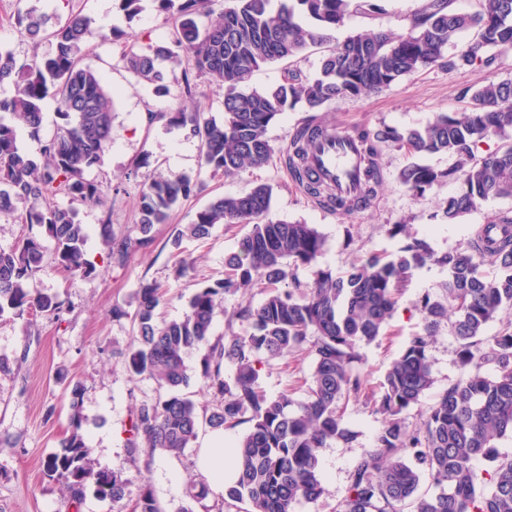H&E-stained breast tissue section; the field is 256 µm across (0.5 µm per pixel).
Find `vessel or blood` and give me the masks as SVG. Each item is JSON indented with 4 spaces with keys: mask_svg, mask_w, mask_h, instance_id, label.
Masks as SVG:
<instances>
[{
    "mask_svg": "<svg viewBox=\"0 0 512 512\" xmlns=\"http://www.w3.org/2000/svg\"><path fill=\"white\" fill-rule=\"evenodd\" d=\"M309 166L314 177L331 185L336 195L350 196L356 192V181L365 163L355 144L340 133L317 144Z\"/></svg>",
    "mask_w": 512,
    "mask_h": 512,
    "instance_id": "1",
    "label": "vessel or blood"
}]
</instances>
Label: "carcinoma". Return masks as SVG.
Returning <instances> with one entry per match:
<instances>
[{
  "mask_svg": "<svg viewBox=\"0 0 512 512\" xmlns=\"http://www.w3.org/2000/svg\"><path fill=\"white\" fill-rule=\"evenodd\" d=\"M170 20V37L145 48L130 47L121 60L141 82L163 88L168 74L192 62L199 74L224 89V120L205 119L199 112L167 113L169 124L184 128L201 146V168L234 177L265 165L273 147L268 131L283 112L298 104L311 112L288 143L282 159L292 182L327 208L352 213L369 204L379 186L377 144L391 143L414 155L448 153L459 165L438 170L418 162L405 166L399 180L423 193L442 182H460L442 219L452 224L490 197L512 196V143L477 159L472 144L490 134L512 129V82L491 81L479 87L470 104L454 114H440L416 129L383 126L355 133L370 159L362 176L360 200L333 196L309 176L308 157L324 126L316 112L338 97H360L380 91L397 79L440 63L453 70L465 66L490 69L498 51L512 48V0H478V10L463 12L454 0H423L409 27L400 32L357 33L327 50L313 79L286 67L274 89L244 88L253 71L273 62H290L311 47L330 41L331 32L352 13L380 14L379 0H230L213 19L209 0H154ZM314 21L303 28L298 14ZM34 10L17 18L24 35L37 44L50 39L55 51L17 65L13 53L0 45V86L13 91L0 97V215H13L18 205L41 201L21 215L26 224L45 227L53 243L26 236L10 250H0V315L6 311L26 318L41 314L60 317L58 296L34 291L30 282L47 268L73 273L87 270L83 247L85 225L72 208L54 199L101 198V186L86 177L112 142V94L102 74L82 64L92 36L112 35L93 27L90 17L73 12L63 24ZM471 37L461 51L445 55L462 33ZM57 103L61 123L35 159L17 144V125L38 136L42 104ZM195 187L189 174L161 176L139 195V237L117 239L112 224L101 225L102 244L118 257L153 242L157 224L170 222L181 200ZM272 187L258 184L235 196H219L183 226L174 240H205L218 224H247L250 229L225 260L224 279L199 288L189 311L179 320L160 323V285L142 283L135 293L136 339L126 369L147 375L167 393L142 402L130 424L127 449L131 456L155 451L177 455L197 437L200 417L196 403L180 393L188 385L186 357L200 345L204 385L220 404L206 423L213 429L249 424L236 444L238 474L226 487L227 498L247 503L246 512H295L297 505L316 501L323 493L320 450L331 443L347 445L355 437L344 421V405L369 401L363 375L355 367L356 347L378 340L393 315L397 295L414 272L428 264L446 270L443 296L423 295L417 303L423 327L407 342L387 370L374 401L382 416L373 446L358 457L350 471L349 495L339 512H512V457L497 450V441L512 433V331L483 337L505 304L512 305V214L501 212L481 225L458 249L437 253L424 239L412 238L389 259L370 253L342 276L317 266L324 239L302 222L266 219ZM312 269L303 285L300 268ZM260 286L267 294L258 307L239 305L232 318L247 323L242 334L209 343L217 300L227 293L245 294ZM459 343L458 381L420 411L410 427L405 413L421 403L433 386L428 351L441 327ZM308 350L314 370L304 382V398L284 392L269 398L257 388L263 365ZM233 365L232 379L224 367ZM83 388L71 390L72 431L43 461L44 475L69 493L79 510L87 491L110 503L124 496L125 480L97 469L92 448L81 434L79 402ZM489 468L479 473L474 461ZM434 491L418 494L421 471ZM133 512H162L150 486H145Z\"/></svg>",
  "mask_w": 512,
  "mask_h": 512,
  "instance_id": "obj_1",
  "label": "carcinoma"
}]
</instances>
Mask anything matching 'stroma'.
I'll list each match as a JSON object with an SVG mask.
<instances>
[{
	"instance_id": "obj_1",
	"label": "stroma",
	"mask_w": 512,
	"mask_h": 512,
	"mask_svg": "<svg viewBox=\"0 0 512 512\" xmlns=\"http://www.w3.org/2000/svg\"><path fill=\"white\" fill-rule=\"evenodd\" d=\"M421 0H384V14L367 18L351 15L344 27L334 32L343 41L356 32L398 31L408 28ZM100 0H0V45L8 47L17 62L53 52L52 42L31 43L16 24L18 15L29 10L53 13L56 22H65L71 10L89 17L98 14ZM113 26L119 36L112 41L91 39L84 62L101 70L114 93L112 143L100 164L87 177L101 184V201H76L60 197L58 206H70L89 230L84 246L92 273L64 274L47 271L33 281V288L58 295L70 309L61 320L42 319L35 330L25 328L24 320L12 313L0 315V355L10 360V369L0 372V512H132L144 486H151L162 512H179L188 505L186 485L196 477V458L204 448L211 428L200 423L197 437L177 456L178 475L169 478L163 468L167 453L153 457H132L126 439L133 412L142 402L158 394L154 380L130 376L125 359L134 342L136 328L135 292L143 282L163 287L157 309L159 320L184 316L198 287L223 278L224 261L236 248L243 226L216 225L211 236L199 242L183 240L173 245L176 227L192 223L197 212L219 195H236L253 184L272 187L268 213L272 221H302L314 225L325 239L319 259L322 268L341 274L368 253L397 256L407 236L426 239L431 248L444 252L464 246L469 230L490 223L501 212L512 211V197H492L479 202L457 223L436 220L450 195L460 186L441 183L416 194L399 182L400 170L410 155L394 145L379 148L382 183L370 206L362 211L342 214L318 205L294 185L279 159L248 170L234 178L212 175L202 170L197 139L182 128L170 125L163 113L181 108L201 112L206 118L222 120L224 92L196 71L187 76H170L166 89L156 92L141 83L121 62L127 44L144 47L166 39L170 24L165 13L157 11L153 0H141L142 9L127 13L119 0L110 2ZM489 81L512 82V49L500 51L493 70L464 67L455 70L430 65L414 75L398 79L389 87L360 98L339 97L321 111L323 122L344 128H377L391 125L401 129L424 126L441 113L462 110L469 95ZM187 173L197 179L190 197L183 200L166 224L155 225L154 241L146 248L125 257L109 254L99 237V227L111 222L116 237H137L138 196L145 184L158 175ZM403 224L406 234L390 236L392 225ZM193 261L188 277L175 276L179 259ZM448 275L435 266L417 270L401 292L398 308L382 335L372 344L357 347L358 369L370 392H378L385 372L411 336L422 326L416 303L422 295L440 296ZM262 289L248 295L225 294L213 319L211 341L223 340L241 331V323L231 313L243 301L260 305ZM458 344L447 329L434 336L429 356L434 384L422 403L430 405L461 375L457 363ZM314 357L304 352L290 362L274 361L259 378L260 390L270 398L285 389L303 398L301 384L310 377ZM84 387L81 417L82 433L92 450L96 468L121 475L126 482L125 496L115 503L87 495L81 509H74L62 487L42 472V461L53 452L70 428V389L74 383ZM346 424L356 433L348 446L330 444L321 451L324 492L315 502L302 505L300 512H336L350 486L349 473L354 461L371 448L381 416L373 406L349 402Z\"/></svg>"
}]
</instances>
